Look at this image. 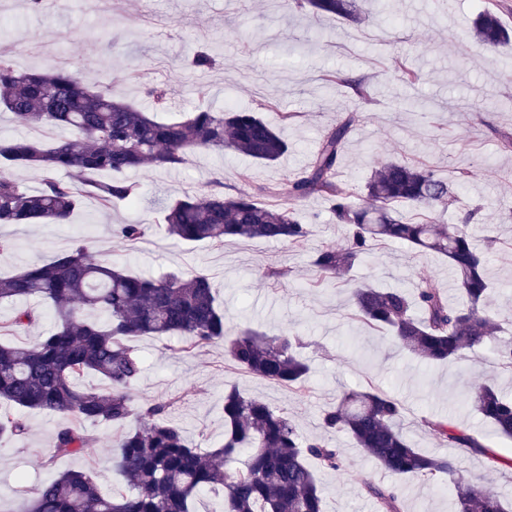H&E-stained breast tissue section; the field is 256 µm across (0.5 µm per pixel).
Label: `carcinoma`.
Listing matches in <instances>:
<instances>
[{"label":"carcinoma","mask_w":512,"mask_h":512,"mask_svg":"<svg viewBox=\"0 0 512 512\" xmlns=\"http://www.w3.org/2000/svg\"><path fill=\"white\" fill-rule=\"evenodd\" d=\"M295 2L321 16L350 17L354 12L352 0ZM474 35L486 46L508 40L497 6L482 11ZM0 108L31 127L67 133L51 144L37 138H0L1 166L42 173V188L36 193L0 174V224H66L83 194L106 208L137 197L134 183L97 180L103 171L175 169L197 150L227 149L271 163L288 150L282 134L256 112L201 107L184 121L161 122L114 100L106 90L87 87L65 68L22 72L2 49ZM351 125L352 119H345L324 136L310 164L289 181L288 203L263 202L280 196L271 186L235 194L188 191L168 204L167 233L190 243L261 239L301 248L312 229L298 219L295 204L322 197L348 236L343 247L325 244L318 249L312 259L318 280L340 277L367 258L377 241L402 242L448 258L464 298L461 304L449 303L425 278L411 295L401 288L361 287L352 291L351 301L362 321L389 330L402 348L431 363L462 360L493 339L495 323L486 309L491 291L486 254L474 247L462 224L416 222L395 209L397 203L445 207L457 200L462 178L446 179L427 167L391 161L367 181V204H356L353 190L335 180ZM61 171L76 174L79 185L59 179ZM149 231L148 224H119L114 233L135 242ZM215 293L206 274L132 276L97 261L83 246L0 278V303L37 298L57 315L54 330L32 345L0 343V401L9 406L0 412V436L24 438L27 410L52 413L64 418L52 456H70L97 441L77 423L121 427L134 415L140 419L139 427L121 435L116 444L115 467L130 483V492L105 497L93 471L67 470L37 486L18 512H193V502L204 491L223 493L224 512H324L308 459L339 472L344 469L342 454L325 441L302 437L287 410L235 387L225 391L224 443L203 453L164 418L165 406L139 411L128 394L143 361L127 341L140 336H180L187 353L222 342L240 369L298 393L306 388L310 367L298 353L302 338L231 330ZM95 311L107 315V321L90 319ZM39 317L32 306L20 308L11 327L24 331ZM494 352L501 367L512 369L511 342L498 343ZM90 372L102 377L107 391L77 388V378ZM469 404L501 434L512 437V400L482 384L470 389ZM403 412L402 402L388 393L351 391L324 411L321 421L326 431L350 435L398 480L433 482L453 474V460L410 447L400 430ZM423 425L448 447L482 455L491 468L512 467L511 458L450 420L429 418ZM242 452L247 453L244 468H226ZM363 490L381 512H401L397 485L366 482ZM456 512H512V503L476 480L461 478Z\"/></svg>","instance_id":"carcinoma-1"}]
</instances>
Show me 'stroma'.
<instances>
[{
    "label": "stroma",
    "mask_w": 512,
    "mask_h": 512,
    "mask_svg": "<svg viewBox=\"0 0 512 512\" xmlns=\"http://www.w3.org/2000/svg\"><path fill=\"white\" fill-rule=\"evenodd\" d=\"M293 0H46L41 9L28 0H0V45L13 52L20 70L55 67L66 57L69 70L91 88L150 112L145 84L166 86V120H183L201 105L258 113L288 142L279 160L261 163L225 150H202L176 170L140 168L124 178L136 183L137 200L117 201L107 210L81 197L69 223L0 226L10 247L0 251V275L51 260L84 246L106 264L144 276L201 272L218 290L230 326L246 325L267 334L301 336L311 366L306 393L259 379L237 368L216 344L183 352L176 336H143L133 347L144 370L131 390L136 407H165L189 443L208 450L224 439V392L237 387L272 406L286 409L303 436L327 437L340 448L343 472L317 471L326 512H379L363 482L397 484L402 512H453L459 478L478 477L504 499H512V475L488 469L484 457L448 448L423 426L426 419L452 417L505 455L512 439L465 406L472 385L494 382L512 397V370L501 368L493 347L466 359L431 365L394 345L379 328L359 321L348 301L359 284L412 289L429 277L450 301L460 294L446 258L397 243H381L348 275L318 282L310 261L326 243L344 245L346 229L329 203L318 197L298 202L301 222L312 225L305 247L260 239L221 245L188 244L168 235L167 205L191 189L222 183L242 189V170L254 183L287 185L302 172L324 135L347 115L356 121L337 168L340 182L363 200L371 174L401 160L429 166L441 175L464 174L455 206L437 211L440 224L459 223L478 209L467 230L478 246L494 240L487 276L496 291L487 310L503 330L497 341L512 342V41L488 48L472 36L484 0H357L360 22L320 17L293 8ZM204 51L213 67L190 68ZM419 72L407 84L401 67ZM343 72L365 84L369 101L359 100L330 74ZM145 223L151 233L135 244L115 238L117 224ZM288 269L285 278L273 277ZM40 321L25 333H11L14 311L0 304V341L29 344L55 325V312L40 304ZM380 389L405 407L402 428L414 448L454 456L457 471L440 481H393L345 434L325 433L323 411L338 395ZM28 434L0 438V512H17L22 497L65 470H93L103 495L124 490L112 467V443L120 430L91 426L98 441L86 454L52 458L57 415L26 412Z\"/></svg>",
    "instance_id": "obj_1"
}]
</instances>
